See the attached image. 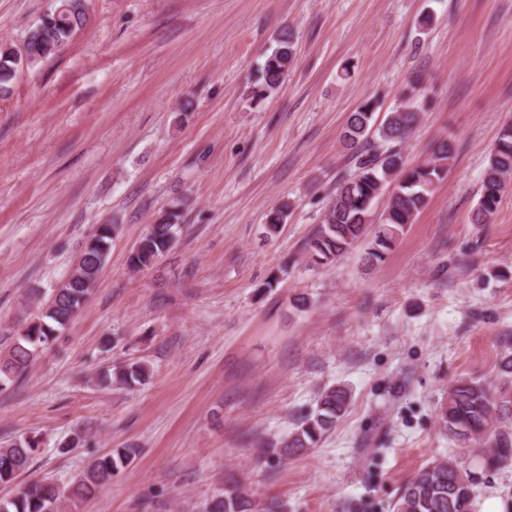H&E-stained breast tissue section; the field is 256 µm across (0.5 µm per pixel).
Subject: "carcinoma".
Segmentation results:
<instances>
[{
    "mask_svg": "<svg viewBox=\"0 0 512 512\" xmlns=\"http://www.w3.org/2000/svg\"><path fill=\"white\" fill-rule=\"evenodd\" d=\"M86 0H53L47 12L27 37L26 66L33 67L56 55L74 34L87 26ZM18 51L0 45V95L10 93L16 78ZM295 43L288 30L280 32L277 46L256 69L251 86L252 99L261 102L281 86L293 66ZM377 102H363L347 118L341 134L344 148L354 162V174L336 181V188L324 212L322 224L305 245L311 265L324 266L344 257L354 246L368 240L365 259L374 263L393 250L406 227L427 206L434 186L447 175L453 145L441 142L434 159L410 165L402 153L418 112L409 105L396 108L376 126L373 115ZM512 176V122L504 124L488 156L481 195L471 212V223L487 224L497 211L506 178ZM392 189L379 221L372 206ZM284 201L266 215L268 233L275 234L288 218ZM180 211L164 212L128 256L134 271L151 267L174 244L180 228ZM115 228L103 224L84 247L81 258L68 277L53 291L44 314L31 322L0 358V391L8 389L49 346L58 332L78 313L90 295L104 267ZM149 378L146 364L134 362L118 370L104 372L102 381L122 384L142 383ZM350 403V394L340 386L324 390L316 407L298 419L288 437L268 453L288 457L317 447L335 428ZM512 410V389L495 388L476 378H461L448 388L440 408L443 429L462 441L489 464L512 460V438L492 431L498 415ZM42 439L27 436L0 448V485L14 483L27 472ZM136 456L134 448H118L96 458L67 489L48 480L32 481L20 495L0 500V512H60L63 498L75 502L94 495L112 481V476ZM475 478L453 458L428 465L399 493L393 512H473ZM204 512H255L247 491L232 482L206 502Z\"/></svg>",
    "mask_w": 512,
    "mask_h": 512,
    "instance_id": "obj_1",
    "label": "carcinoma"
}]
</instances>
